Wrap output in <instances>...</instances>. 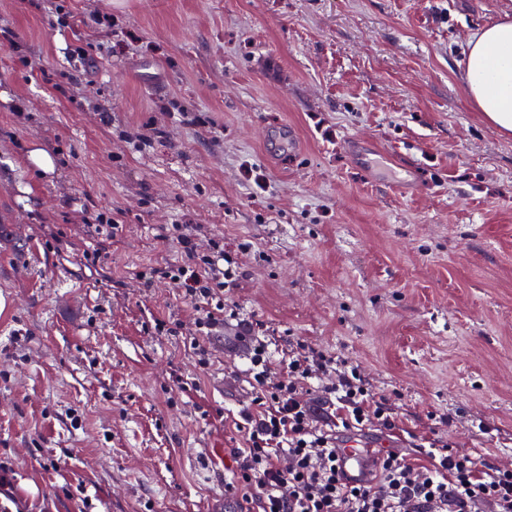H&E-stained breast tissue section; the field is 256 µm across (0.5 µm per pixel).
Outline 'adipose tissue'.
<instances>
[{"label": "adipose tissue", "mask_w": 512, "mask_h": 512, "mask_svg": "<svg viewBox=\"0 0 512 512\" xmlns=\"http://www.w3.org/2000/svg\"><path fill=\"white\" fill-rule=\"evenodd\" d=\"M465 81L477 110L512 133V17L502 16L470 39Z\"/></svg>", "instance_id": "adipose-tissue-1"}]
</instances>
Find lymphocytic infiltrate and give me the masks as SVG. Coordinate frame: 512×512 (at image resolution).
Masks as SVG:
<instances>
[{
	"instance_id": "obj_1",
	"label": "lymphocytic infiltrate",
	"mask_w": 512,
	"mask_h": 512,
	"mask_svg": "<svg viewBox=\"0 0 512 512\" xmlns=\"http://www.w3.org/2000/svg\"><path fill=\"white\" fill-rule=\"evenodd\" d=\"M162 237L181 246L184 261L150 268L138 279L145 288L157 278L180 285L197 312L189 345L204 368L211 356L207 338L229 316L225 293L238 262L220 243L198 251L185 224L172 225ZM248 349L245 377L253 397L237 425L243 445L231 451L234 468L228 484L247 503V512H512V470L453 453L438 438L429 443L426 463L387 449L375 484L345 483L337 466L336 435L318 428L307 385L321 379L323 393L336 400V414L347 430L372 420L393 429L387 398L375 397L346 362L306 342L290 349L284 381L265 341L249 340Z\"/></svg>"
}]
</instances>
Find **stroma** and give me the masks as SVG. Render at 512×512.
Here are the masks:
<instances>
[{
	"label": "stroma",
	"mask_w": 512,
	"mask_h": 512,
	"mask_svg": "<svg viewBox=\"0 0 512 512\" xmlns=\"http://www.w3.org/2000/svg\"><path fill=\"white\" fill-rule=\"evenodd\" d=\"M38 2L0 0V466L16 512H240L224 486L252 398L246 325L274 359L306 341L386 397L397 427L366 424L367 446L439 436L512 470V135L465 87L470 38L512 0H65L72 29ZM75 46L93 65L63 95ZM277 121L297 130V167L264 142ZM354 136L416 164L419 195L363 177ZM33 144L53 175L18 167ZM109 211L123 228L100 276L80 256ZM173 224L241 267L205 369L180 286L138 280L182 263L160 238Z\"/></svg>",
	"instance_id": "1"
}]
</instances>
